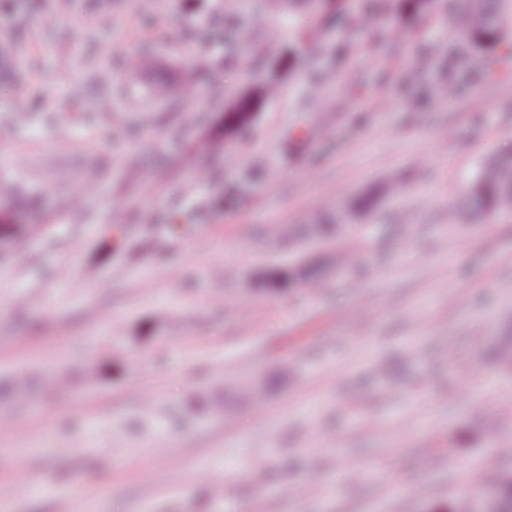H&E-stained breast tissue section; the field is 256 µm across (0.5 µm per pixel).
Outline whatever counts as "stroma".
Masks as SVG:
<instances>
[{"instance_id": "35a3bbf8", "label": "stroma", "mask_w": 512, "mask_h": 512, "mask_svg": "<svg viewBox=\"0 0 512 512\" xmlns=\"http://www.w3.org/2000/svg\"><path fill=\"white\" fill-rule=\"evenodd\" d=\"M53 2L0 9V104L28 102L0 111V181L23 190L0 200V512L511 494L512 362L489 353L512 344V212H448L512 149V56L448 71L466 0L406 18L400 44L371 0H68L47 29ZM302 266L319 289L264 279ZM275 85L270 84L265 88L258 89L255 93H245L238 96L229 107L225 109L224 121L231 117L229 112H258L263 99L266 98L274 89Z\"/></svg>"}]
</instances>
